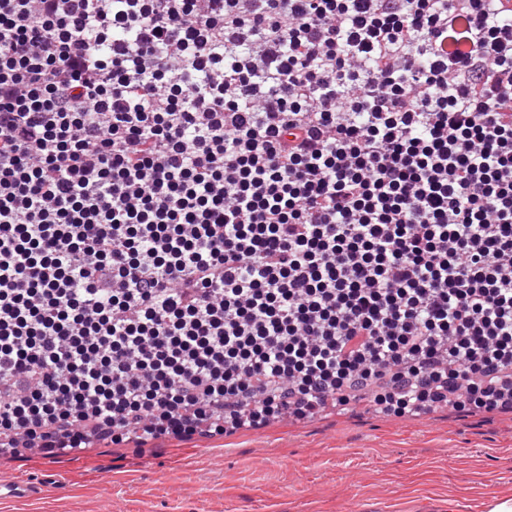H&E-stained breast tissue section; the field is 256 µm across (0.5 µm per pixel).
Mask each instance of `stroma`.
<instances>
[{"mask_svg": "<svg viewBox=\"0 0 512 512\" xmlns=\"http://www.w3.org/2000/svg\"><path fill=\"white\" fill-rule=\"evenodd\" d=\"M37 496L0 512H486L512 499V411L398 419L359 401L227 436L0 458Z\"/></svg>", "mask_w": 512, "mask_h": 512, "instance_id": "35a3bbf8", "label": "stroma"}]
</instances>
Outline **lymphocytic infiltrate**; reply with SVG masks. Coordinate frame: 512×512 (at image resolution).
Listing matches in <instances>:
<instances>
[{
    "label": "lymphocytic infiltrate",
    "mask_w": 512,
    "mask_h": 512,
    "mask_svg": "<svg viewBox=\"0 0 512 512\" xmlns=\"http://www.w3.org/2000/svg\"><path fill=\"white\" fill-rule=\"evenodd\" d=\"M361 391L512 408V0H0V453Z\"/></svg>",
    "instance_id": "1"
}]
</instances>
